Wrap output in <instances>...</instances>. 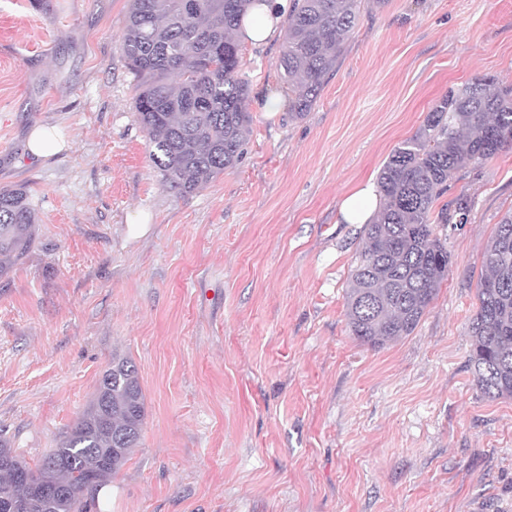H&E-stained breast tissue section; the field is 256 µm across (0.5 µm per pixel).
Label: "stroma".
<instances>
[{"instance_id":"obj_1","label":"stroma","mask_w":512,"mask_h":512,"mask_svg":"<svg viewBox=\"0 0 512 512\" xmlns=\"http://www.w3.org/2000/svg\"><path fill=\"white\" fill-rule=\"evenodd\" d=\"M128 0H0V187L28 190L35 249L0 280V438L36 465L113 358L137 366V448L90 512H512V398L468 362L482 252L512 209V147L460 171L448 276L409 336L345 316L376 179L449 88L512 84V0L364 8L315 105L287 98L281 35L243 43L242 161L180 195L149 158L120 43ZM37 127L62 152L34 158ZM139 223H131L132 214Z\"/></svg>"}]
</instances>
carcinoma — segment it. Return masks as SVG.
Returning a JSON list of instances; mask_svg holds the SVG:
<instances>
[{"instance_id":"obj_1","label":"carcinoma","mask_w":512,"mask_h":512,"mask_svg":"<svg viewBox=\"0 0 512 512\" xmlns=\"http://www.w3.org/2000/svg\"><path fill=\"white\" fill-rule=\"evenodd\" d=\"M265 0H129L121 49L136 80L135 108L150 158L167 188L189 194L236 167L252 117L250 80L235 32ZM283 23L281 80L289 114L316 103L369 3L290 0ZM512 144V85L493 77L450 88L403 141L377 178L380 209L359 232L345 315L371 347L410 335L430 308L451 261L438 228L468 221V206L436 207L456 174ZM38 217L25 188H0V279L32 252ZM469 365L482 396L512 398V211L483 252ZM146 416L135 364L112 360L97 394L59 443L32 468L0 440V512H85L137 447Z\"/></svg>"}]
</instances>
